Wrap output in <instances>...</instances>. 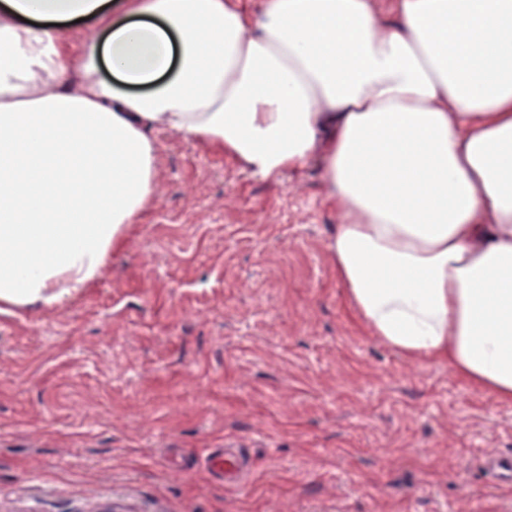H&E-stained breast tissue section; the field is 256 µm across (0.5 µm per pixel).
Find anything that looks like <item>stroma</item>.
<instances>
[{"mask_svg":"<svg viewBox=\"0 0 512 512\" xmlns=\"http://www.w3.org/2000/svg\"><path fill=\"white\" fill-rule=\"evenodd\" d=\"M157 191L88 288L0 313V512H512V402L360 323L316 164L157 135ZM231 443L244 488L195 462ZM482 465L495 479L498 487L512 486V456L510 454L486 457Z\"/></svg>","mask_w":512,"mask_h":512,"instance_id":"stroma-1","label":"stroma"}]
</instances>
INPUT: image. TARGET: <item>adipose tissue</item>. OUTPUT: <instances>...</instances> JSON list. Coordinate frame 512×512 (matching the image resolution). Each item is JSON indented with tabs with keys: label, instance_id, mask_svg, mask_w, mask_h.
<instances>
[{
	"label": "adipose tissue",
	"instance_id": "adipose-tissue-1",
	"mask_svg": "<svg viewBox=\"0 0 512 512\" xmlns=\"http://www.w3.org/2000/svg\"><path fill=\"white\" fill-rule=\"evenodd\" d=\"M161 130L319 164L371 334L512 402V0H0L1 311L101 275Z\"/></svg>",
	"mask_w": 512,
	"mask_h": 512
}]
</instances>
